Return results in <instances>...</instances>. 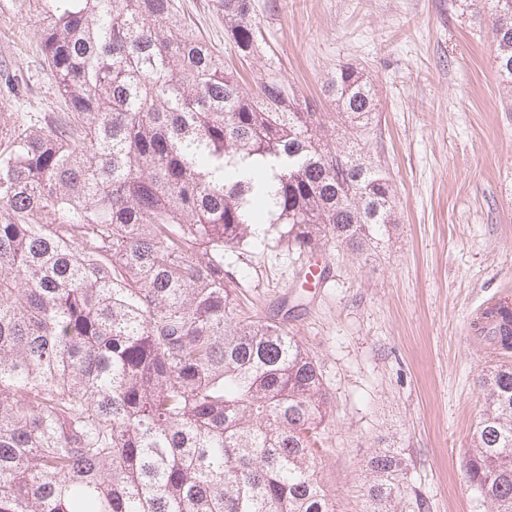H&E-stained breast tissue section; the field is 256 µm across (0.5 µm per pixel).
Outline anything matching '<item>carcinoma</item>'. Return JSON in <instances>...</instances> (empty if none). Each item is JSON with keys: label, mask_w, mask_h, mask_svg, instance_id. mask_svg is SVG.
<instances>
[{"label": "carcinoma", "mask_w": 512, "mask_h": 512, "mask_svg": "<svg viewBox=\"0 0 512 512\" xmlns=\"http://www.w3.org/2000/svg\"><path fill=\"white\" fill-rule=\"evenodd\" d=\"M487 4L512 88V0ZM239 56L263 53L252 0H212ZM36 27L60 111L0 138V512H334L317 479L330 405L284 319L244 316L224 251L336 247L363 258L395 189L363 158L373 85L326 92L349 144L270 64L257 92L179 0H0ZM270 228H264V225ZM512 349V313L474 324ZM464 463L485 512H512V364L478 379ZM399 454L365 465L398 512Z\"/></svg>", "instance_id": "obj_1"}]
</instances>
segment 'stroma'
<instances>
[{
  "label": "stroma",
  "mask_w": 512,
  "mask_h": 512,
  "mask_svg": "<svg viewBox=\"0 0 512 512\" xmlns=\"http://www.w3.org/2000/svg\"><path fill=\"white\" fill-rule=\"evenodd\" d=\"M226 60L236 50L210 0H183ZM266 52L290 83L333 112L324 86L349 64L378 106L366 149L395 185V222L369 261L328 249L329 281H304L309 257L229 252L246 270L245 312L287 306L288 327L318 359L331 398L319 476L336 512H369L364 465L390 450L408 463L404 512H484L464 479L483 410L477 377L496 353L473 321L512 293V90L496 68L490 13L470 0H253ZM33 38L26 20H0V69L28 86L0 104V124L57 104L40 56L2 31Z\"/></svg>",
  "instance_id": "1"
}]
</instances>
